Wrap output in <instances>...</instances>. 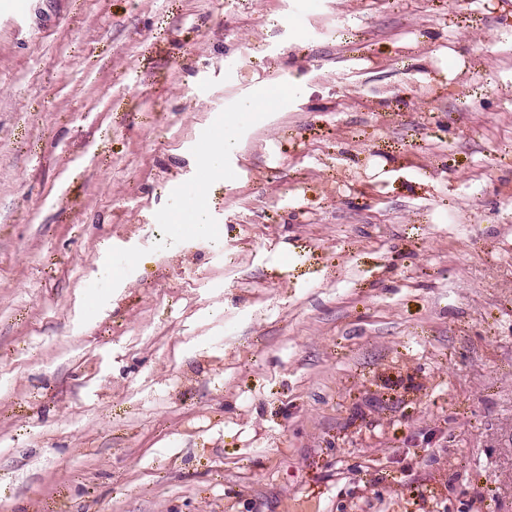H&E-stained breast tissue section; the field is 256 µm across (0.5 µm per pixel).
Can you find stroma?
I'll list each match as a JSON object with an SVG mask.
<instances>
[{
    "mask_svg": "<svg viewBox=\"0 0 512 512\" xmlns=\"http://www.w3.org/2000/svg\"><path fill=\"white\" fill-rule=\"evenodd\" d=\"M0 512H512V0H0Z\"/></svg>",
    "mask_w": 512,
    "mask_h": 512,
    "instance_id": "1",
    "label": "stroma"
}]
</instances>
